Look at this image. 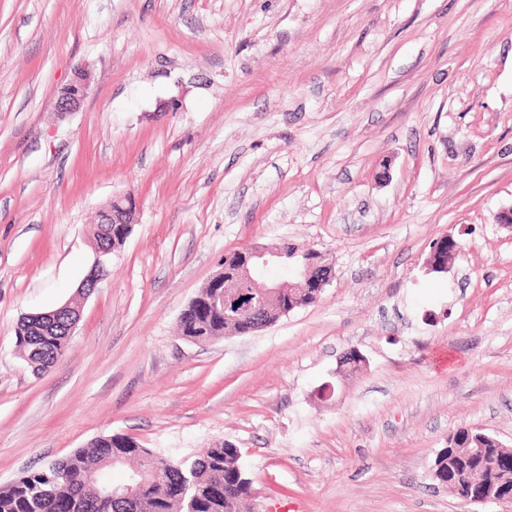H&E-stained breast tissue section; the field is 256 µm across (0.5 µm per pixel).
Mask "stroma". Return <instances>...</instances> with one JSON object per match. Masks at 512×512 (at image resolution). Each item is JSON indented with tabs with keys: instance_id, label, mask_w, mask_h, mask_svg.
Listing matches in <instances>:
<instances>
[{
	"instance_id": "stroma-1",
	"label": "stroma",
	"mask_w": 512,
	"mask_h": 512,
	"mask_svg": "<svg viewBox=\"0 0 512 512\" xmlns=\"http://www.w3.org/2000/svg\"><path fill=\"white\" fill-rule=\"evenodd\" d=\"M127 192L137 224L34 375L18 322L74 295ZM509 207L512 0H0V484L120 433L235 444L250 512H512L433 477L457 428L512 449ZM285 241L334 266L316 304L178 336L225 253ZM94 78L88 68H76L69 82L58 92L54 109L58 114L78 111L89 95Z\"/></svg>"
}]
</instances>
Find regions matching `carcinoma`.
I'll use <instances>...</instances> for the list:
<instances>
[{"label":"carcinoma","instance_id":"carcinoma-1","mask_svg":"<svg viewBox=\"0 0 512 512\" xmlns=\"http://www.w3.org/2000/svg\"><path fill=\"white\" fill-rule=\"evenodd\" d=\"M77 307L72 302L52 319L20 320L16 348L33 372L51 370L66 355L70 337L65 326ZM232 330L224 318L202 308L192 307L179 318L180 335L197 344ZM494 440L481 430L457 429L436 456L434 477L464 496L478 494V475L501 479L512 488V453L466 455L465 447L492 448ZM125 465L139 468L149 483L139 501L101 493V488L114 486L111 471ZM250 495L240 451L230 442L217 441L199 455L180 457L145 448L129 435L107 434L0 485V512H184L188 499L193 512H240Z\"/></svg>","mask_w":512,"mask_h":512}]
</instances>
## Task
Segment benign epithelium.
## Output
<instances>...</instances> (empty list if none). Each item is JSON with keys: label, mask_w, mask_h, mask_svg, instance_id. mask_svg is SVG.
<instances>
[{"label": "benign epithelium", "mask_w": 512, "mask_h": 512, "mask_svg": "<svg viewBox=\"0 0 512 512\" xmlns=\"http://www.w3.org/2000/svg\"><path fill=\"white\" fill-rule=\"evenodd\" d=\"M93 81V74L89 69L85 67L74 69L69 82L60 89L56 96L55 112L63 115L78 111L89 95ZM138 211L139 204L135 195L127 193L116 196L105 209L100 211L98 223L109 225V228L105 230V235L109 238L113 237L111 225L119 226L118 233L125 240L132 230V224L137 222ZM291 247L293 244L288 242L275 248L248 247L242 251V256L224 262L223 269L209 281L211 287L215 288L209 298L210 306L224 314V319L228 321H248L251 330L260 326L272 309L279 308L282 313L289 314L290 310L280 308L282 285L275 282H267L263 285L262 295L255 303L249 301L239 304L237 300L242 284L252 282L256 274L277 262ZM115 251L116 248L110 241L95 249L89 274L81 283V287L92 291L97 288L98 284L108 275L112 253ZM296 278L298 282L291 284L295 291V301L292 303L294 309L306 305V300L310 296L309 289L316 288L322 291L330 284L334 278V268L326 256L315 249L313 256L306 259ZM504 491V487L491 483L482 486V492L478 496L467 497L465 501L474 504L502 502L506 500V497L503 496Z\"/></svg>", "instance_id": "obj_1"}]
</instances>
